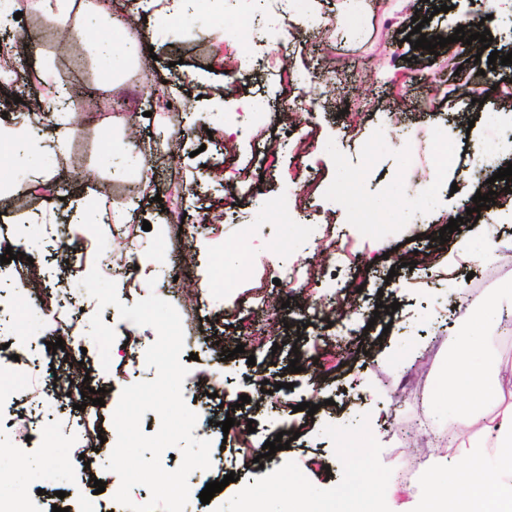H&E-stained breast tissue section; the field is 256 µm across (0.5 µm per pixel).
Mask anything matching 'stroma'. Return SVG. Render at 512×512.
I'll return each mask as SVG.
<instances>
[{
	"label": "stroma",
	"instance_id": "obj_1",
	"mask_svg": "<svg viewBox=\"0 0 512 512\" xmlns=\"http://www.w3.org/2000/svg\"><path fill=\"white\" fill-rule=\"evenodd\" d=\"M289 0L278 9L262 0H143L134 12L140 44L115 81L111 15L103 5L61 25L34 0H8L0 38L30 35L37 58L19 52L0 86V120L31 121V98L55 106L59 89L102 102L133 96L142 111L65 116L64 153L43 144L29 155L0 145V182L19 187L0 204V255L22 245L23 258L0 263V343L21 362L0 374V512H40L58 500L67 512H126L115 501L119 476L106 464L117 436L112 416L124 387L154 379L145 351L157 333L99 308L81 280L105 259L134 263L107 272L121 303L156 294L179 312L197 342L182 393L198 416L195 437L211 442V466L189 478L190 506L199 512H246L248 487H277L291 477L329 490L356 485L363 494L396 485L420 496L424 461L433 455L426 421L453 426L435 413L434 397L451 337L466 331L461 294L476 304L512 282V193L495 195L477 223L465 222L486 178L512 160L500 157L483 180L471 173L482 150L512 127V66L489 69L460 42L439 56L413 49L405 36L413 17L450 36L460 19L489 18L490 50L512 52V0ZM187 19L190 35L169 24ZM240 35L237 81L224 75L223 34ZM341 69L334 92L320 97L328 71ZM166 84L185 115L152 101ZM483 95V105L473 104ZM183 133L177 153L154 151L160 135ZM228 134L231 156L211 134ZM433 192L424 204L422 185ZM216 220L193 235L170 223L171 210ZM118 223H108V215ZM459 219L444 244L432 232ZM150 230H143V223ZM333 241L331 260L318 248ZM494 244L497 260L473 249ZM430 255L428 267L414 265ZM297 274L292 293L284 279ZM30 283L33 295L16 288ZM348 296L351 317L329 323L313 302ZM398 303L376 314L377 304ZM116 332L109 367L89 335L94 314ZM65 338L50 351L49 336ZM243 344L222 359V344ZM301 370L288 372L290 359ZM281 385L276 401L256 400L262 381ZM103 389L104 406L84 404L86 388ZM248 396L237 424L222 431L225 395ZM318 407L315 415L299 403ZM254 427H247V420ZM34 442L21 439L22 431ZM297 435L289 449L253 463L278 432ZM105 442L91 465L73 461L87 440ZM357 447L340 461L342 440ZM411 474L399 479L401 471ZM235 474L210 503L199 494ZM104 492L95 493L94 480Z\"/></svg>",
	"mask_w": 512,
	"mask_h": 512
}]
</instances>
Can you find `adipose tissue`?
<instances>
[{
	"label": "adipose tissue",
	"mask_w": 512,
	"mask_h": 512,
	"mask_svg": "<svg viewBox=\"0 0 512 512\" xmlns=\"http://www.w3.org/2000/svg\"><path fill=\"white\" fill-rule=\"evenodd\" d=\"M506 315H512V284L499 289L496 297L480 309L464 310V318L472 321L474 328L456 337L448 357L450 382L435 404L438 412L456 422L459 447L471 445V415L464 410V403L480 405L503 392L512 393V367H489L478 332L479 326L499 323ZM423 469L424 497L401 503L393 512H468L471 504L477 506L478 512H512V459L478 469L469 457L453 468L447 459L433 457ZM288 496L299 503H312L314 512H376L374 506L360 504L353 489L329 494L292 483Z\"/></svg>",
	"instance_id": "adipose-tissue-1"
}]
</instances>
